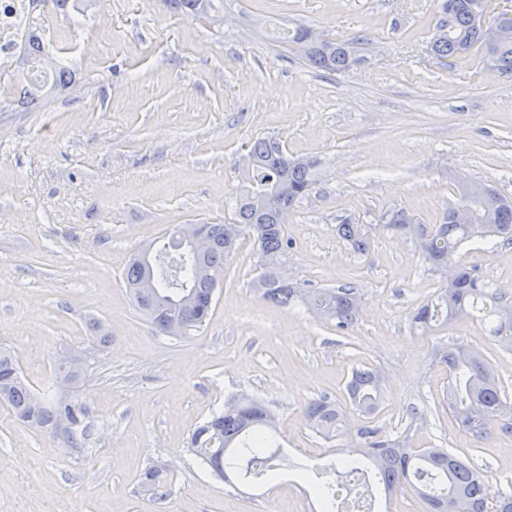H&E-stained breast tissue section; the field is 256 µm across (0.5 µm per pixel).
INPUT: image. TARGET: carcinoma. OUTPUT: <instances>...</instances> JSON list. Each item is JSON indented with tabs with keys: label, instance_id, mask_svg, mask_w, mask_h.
Instances as JSON below:
<instances>
[{
	"label": "carcinoma",
	"instance_id": "carcinoma-1",
	"mask_svg": "<svg viewBox=\"0 0 512 512\" xmlns=\"http://www.w3.org/2000/svg\"><path fill=\"white\" fill-rule=\"evenodd\" d=\"M172 11L202 16L210 0H164ZM476 0H442L441 19L430 50L443 66L476 50L492 67L512 76V37L501 43L485 44L483 30L474 21ZM312 30L298 28L285 37L293 54L313 67L332 73L351 70L359 62L355 47L347 41L311 39ZM316 162L293 157L275 139H261L249 148L237 168L238 195L231 222L207 225L202 244L186 246L170 259L167 252L179 226L163 235L167 242L157 247L156 263L147 267L142 254H135L125 267L123 279L140 313L159 333L184 336L199 329L212 317L216 290L224 281L225 262L244 235L252 237L261 272L255 287L263 299L279 306L300 302L314 315L335 323L341 331L350 330L359 314L362 297L350 284L337 288H303L279 278L280 257L289 247L282 219L294 210L311 190ZM489 195H471L464 188L456 203L449 206L437 224H420L405 211L392 213L385 227L413 236L421 257L433 270L454 263L458 248L469 241L486 244H512V201L493 187ZM337 234L358 254L367 252L369 236L362 224L337 225ZM455 284L438 289L437 294L414 311V327L431 333L457 320H477L488 335L512 344V305L504 302L475 273L455 263ZM151 288H143L144 278ZM87 345L98 354L111 342L102 324L91 321ZM448 368V413L463 436L474 441L487 439L495 426L512 420V400L494 364L480 353L462 347L440 353ZM88 368L80 369L60 360L53 383L66 382L72 388L87 380ZM383 378L375 368L360 366L351 370L345 389L354 411L370 419L382 399ZM0 404L30 427L56 435L59 423L68 428L60 438L66 448L80 453L87 448L93 433L86 423L89 407L77 397L55 398L35 392L21 377L8 349L0 347ZM310 427L325 437H338L347 430V416L341 406L328 397L310 401L305 408ZM274 416L259 400L242 394L231 398L224 409L200 425L191 435L192 454L209 466L219 478L231 469L245 478L275 476V455L266 452L274 445L268 434ZM362 443L346 449L355 467L373 474L376 488L388 494L411 492L425 512H512V490L500 492L495 500L488 493L489 477L467 456L446 448H410L406 441L391 439L369 425L358 428ZM168 468L152 463L140 474L143 495L160 503L167 496Z\"/></svg>",
	"mask_w": 512,
	"mask_h": 512
}]
</instances>
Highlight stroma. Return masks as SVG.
<instances>
[{
    "instance_id": "1",
    "label": "stroma",
    "mask_w": 512,
    "mask_h": 512,
    "mask_svg": "<svg viewBox=\"0 0 512 512\" xmlns=\"http://www.w3.org/2000/svg\"><path fill=\"white\" fill-rule=\"evenodd\" d=\"M217 16L187 17L163 0H84L87 18L46 10L35 34L74 82L36 110L16 106L0 79V345L44 390L58 357L105 323L111 344L91 360L78 394L95 440L63 452L0 405V512H321L314 494L351 441L303 424L313 399H341L352 367L385 378L375 423L414 448H471L494 486L512 483V431L471 443L440 406L448 370L436 348L491 358L512 397V351L478 322L424 335L413 310L441 286L414 239L384 226L404 209L438 223L465 175L512 199V77L480 56L440 65L430 52L438 0H223ZM361 38L360 63L318 70L273 32ZM279 140L316 160L315 183L291 211L282 268L290 282L359 289L350 332L298 302L252 288L256 248L245 237L226 261L210 322L157 334L124 283L132 253L176 224L228 221L235 166L252 142ZM366 225L367 253L336 234ZM457 260L499 287L512 245L467 244ZM247 392L277 416L286 476L224 481L189 450L192 432ZM174 467L170 495H139L153 461Z\"/></svg>"
}]
</instances>
